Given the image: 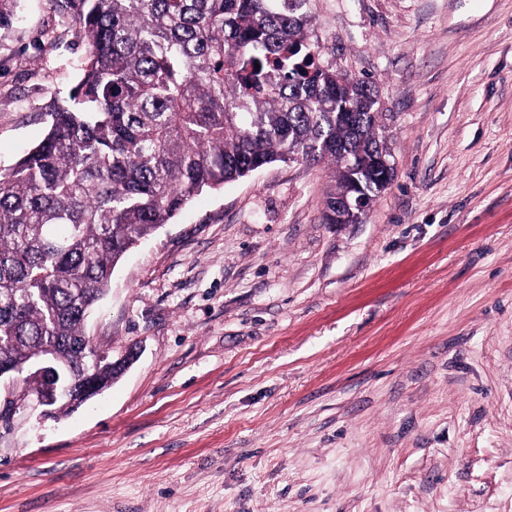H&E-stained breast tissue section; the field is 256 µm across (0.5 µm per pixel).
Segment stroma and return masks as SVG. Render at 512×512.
<instances>
[{
  "instance_id": "35a3bbf8",
  "label": "stroma",
  "mask_w": 512,
  "mask_h": 512,
  "mask_svg": "<svg viewBox=\"0 0 512 512\" xmlns=\"http://www.w3.org/2000/svg\"><path fill=\"white\" fill-rule=\"evenodd\" d=\"M369 83L395 177L325 220L327 165L193 198L115 267L86 332L140 358L0 423V512H512V0H309ZM84 46L51 0L0 27V168Z\"/></svg>"
}]
</instances>
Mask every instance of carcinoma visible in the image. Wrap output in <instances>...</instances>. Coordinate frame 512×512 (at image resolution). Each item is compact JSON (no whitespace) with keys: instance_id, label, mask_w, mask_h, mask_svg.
I'll list each match as a JSON object with an SVG mask.
<instances>
[{"instance_id":"carcinoma-1","label":"carcinoma","mask_w":512,"mask_h":512,"mask_svg":"<svg viewBox=\"0 0 512 512\" xmlns=\"http://www.w3.org/2000/svg\"><path fill=\"white\" fill-rule=\"evenodd\" d=\"M308 0H53L87 50L44 137L0 170V357L56 353L109 388L86 320L141 239L273 162L379 154L368 84L308 39Z\"/></svg>"}]
</instances>
